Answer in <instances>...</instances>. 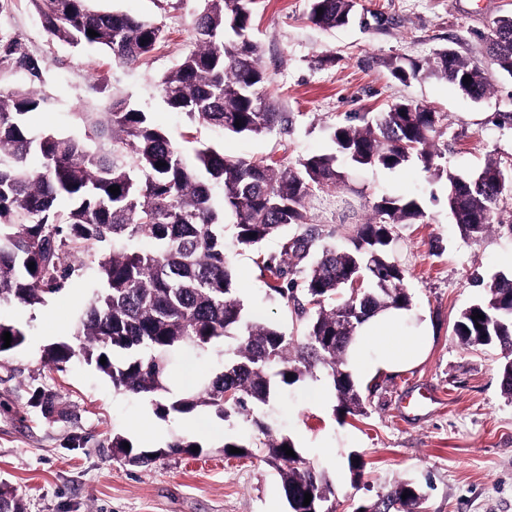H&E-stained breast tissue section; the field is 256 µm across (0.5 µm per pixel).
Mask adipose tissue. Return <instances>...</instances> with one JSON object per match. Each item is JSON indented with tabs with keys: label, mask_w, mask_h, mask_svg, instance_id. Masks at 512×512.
Masks as SVG:
<instances>
[{
	"label": "adipose tissue",
	"mask_w": 512,
	"mask_h": 512,
	"mask_svg": "<svg viewBox=\"0 0 512 512\" xmlns=\"http://www.w3.org/2000/svg\"><path fill=\"white\" fill-rule=\"evenodd\" d=\"M407 311L393 310L366 321L357 331L359 350L351 357L354 371L375 365L396 370L417 363L424 355L429 330L426 325L406 327ZM375 351V361H368L366 351Z\"/></svg>",
	"instance_id": "obj_1"
}]
</instances>
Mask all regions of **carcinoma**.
I'll list each match as a JSON object with an SVG mask.
<instances>
[{"label": "carcinoma", "mask_w": 512, "mask_h": 512, "mask_svg": "<svg viewBox=\"0 0 512 512\" xmlns=\"http://www.w3.org/2000/svg\"><path fill=\"white\" fill-rule=\"evenodd\" d=\"M50 40L99 47L115 62L133 65L160 44L158 24L127 13L96 9L92 0H31ZM257 0H204L193 24L194 47L158 82L167 107L232 134L260 135L288 122L277 111L265 85L261 50L252 35ZM355 0H311L309 19L335 28L349 23ZM322 14H317L318 9ZM501 37L488 46L499 70L512 77V14L498 19ZM98 36L91 37L88 30ZM0 67L24 73L25 83L0 89V306L43 304L82 270L98 275L99 287L79 320V350L67 342L48 348L47 362L61 368L79 355L96 365L117 390L152 398L162 416L204 407L229 420L242 417L259 429L263 459L281 477L289 512H334L335 489L325 473L306 464L293 440L274 437L259 418L274 393L273 378L286 385L306 377L329 380L337 410L365 414L360 388L345 356L356 329L375 314L409 309L405 273L390 257L395 229L425 218L415 197L381 195L372 215L355 225L352 246L322 241L310 224L308 203L348 183L337 164L353 168H398L418 159L448 181V209L464 238L477 241L491 227L486 216L501 191L435 165V139L442 115L412 100L397 102L375 119L348 116L333 127L336 152L302 157L293 166L271 157H228L201 144L187 158L150 113L125 100H110L102 112L79 113L80 133L36 135L32 114L47 96L45 62L0 38ZM429 73L450 82L474 100L489 85L459 55L436 53L433 64L412 61L392 74L406 83ZM471 82L463 83L464 76ZM37 155L41 167H29ZM165 163L156 167V162ZM116 185L120 194L109 187ZM234 219L236 241L257 250L283 234L287 270L262 268L280 279L267 291L293 302L305 320L303 334L288 336L270 322L244 312L236 277L224 254V215ZM76 256L74 265L64 257ZM35 263V269L28 263ZM362 277L358 292L351 288ZM482 314V319L472 316ZM467 347L498 346L507 352L501 388L512 398V277L498 275L485 285L482 299L465 308L453 327ZM12 342L3 348L4 333ZM229 338L236 341L224 370L181 396L166 397L173 356L191 347L204 350ZM24 332L0 320V353L18 348ZM106 363H100L101 357ZM234 397L225 398L227 390ZM112 441L113 454L134 464L153 461L146 450ZM294 451L288 456L283 446ZM312 495L303 505L304 494ZM407 498H402V495ZM420 496L400 484L369 512L399 505L415 512ZM0 512H24L21 499L0 488Z\"/></svg>", "instance_id": "1"}]
</instances>
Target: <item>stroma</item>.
Masks as SVG:
<instances>
[{"instance_id":"obj_1","label":"stroma","mask_w":512,"mask_h":512,"mask_svg":"<svg viewBox=\"0 0 512 512\" xmlns=\"http://www.w3.org/2000/svg\"><path fill=\"white\" fill-rule=\"evenodd\" d=\"M94 5L154 21L163 41L136 65L123 66L106 50L49 41L31 0H9L0 11V31L46 62L42 91L50 105L32 115L34 132L77 133L79 113L126 98L147 108L183 150H191L187 138L193 135L229 155L272 153L292 165L303 156L334 152L331 132L345 115L374 117L409 99L443 114V166L462 176L476 174L492 159L512 169V125L499 120L512 113V77L486 52L492 23L512 13V0H356L349 24L331 30L309 21L310 0H259L253 33L266 88L289 116L287 130L260 136L190 124L158 93L159 80L190 48L203 0ZM446 48L484 70L490 94L475 101L434 77L408 84L394 78V65L424 63ZM382 194L417 197L426 213L423 222L398 225L392 247L406 271L410 313L432 328L424 359L410 368L355 374L365 415L313 405L314 383L305 379L279 385L261 418L328 475L336 512H356L403 483L420 490L419 512H512V400L501 390L504 354L497 347L464 346L453 333L460 312L483 293L473 277L488 282L512 276V198L501 201L489 233L476 242L464 240L448 212L446 181L413 161L394 170H350L348 186L320 195L308 210L326 242L346 246L350 229ZM225 252L246 314L300 335L303 322L292 308L266 296L254 251L229 238ZM97 286L87 270L45 304L0 308V319L20 322L26 331L20 347L0 354V483L22 500L25 512H289L274 468L257 455L224 454L225 438L257 440L252 422L227 421L206 408L163 417L150 399L113 389L82 358L61 371L46 365L48 346L75 343L81 311ZM233 345L226 339L202 354L183 353L170 382L193 389L222 370ZM422 387L433 390L434 403L417 411L403 408L404 397ZM38 392L51 395L53 413L37 404ZM117 436L156 452V459L147 466L114 459ZM176 438L197 442L202 454H166ZM355 455L366 463L359 478L349 465Z\"/></svg>"}]
</instances>
